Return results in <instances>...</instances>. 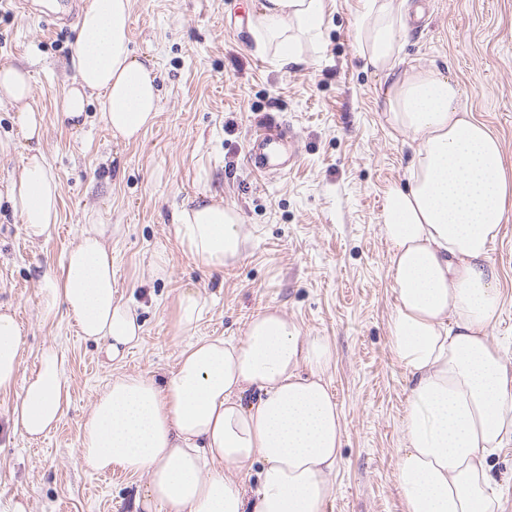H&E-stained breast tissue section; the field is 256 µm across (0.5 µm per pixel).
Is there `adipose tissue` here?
I'll return each instance as SVG.
<instances>
[{
    "instance_id": "adipose-tissue-1",
    "label": "adipose tissue",
    "mask_w": 512,
    "mask_h": 512,
    "mask_svg": "<svg viewBox=\"0 0 512 512\" xmlns=\"http://www.w3.org/2000/svg\"><path fill=\"white\" fill-rule=\"evenodd\" d=\"M327 6L260 0L258 45L278 67L297 64L303 44L322 41ZM130 20L131 0H90L74 47L78 85L62 104L76 118L91 94L102 95L106 126L127 142L158 115L154 66L134 57ZM399 31L387 0H367L360 54L388 81L389 125L418 140L407 186L387 190L380 214L396 299L390 344L410 382L396 481L408 512H497L492 470L512 444V363L488 340L501 305L490 252L512 210V171L499 138L458 107L456 83L431 70L397 71ZM0 97L18 104L25 139L40 140L44 116L25 70L0 67ZM59 199L43 157L29 155L10 201L31 235L57 222ZM174 222L182 245L209 268L242 252L239 216L221 203L182 209ZM43 281L45 313L65 309L81 336L105 343L113 358L137 344L141 326L115 296L102 231H85ZM22 352L15 314L0 310V393L18 391L13 420L37 439L59 423L70 387L53 346L19 380ZM335 358L327 338L302 335L293 319L266 309L244 341L196 338L163 379L112 377L87 414L78 453L100 473H146V512H323L336 496L330 474L343 436L328 382ZM253 462L260 471L250 493L226 469Z\"/></svg>"
}]
</instances>
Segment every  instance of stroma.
<instances>
[{
	"label": "stroma",
	"mask_w": 512,
	"mask_h": 512,
	"mask_svg": "<svg viewBox=\"0 0 512 512\" xmlns=\"http://www.w3.org/2000/svg\"><path fill=\"white\" fill-rule=\"evenodd\" d=\"M401 20L399 69L417 66L456 81L459 104L500 139L512 170V0H388ZM364 0H328L324 39L282 70L258 51V0H132L130 46L156 65L159 112L132 142L115 140L91 98L86 118L60 123L71 86L76 24L0 15V66L32 75L44 114L39 148L60 184L59 221L29 234L8 201L29 145L12 103L0 99V306L23 328L20 374L41 351L65 358L71 402L58 425L31 439L12 420L15 394L0 393V512H144L148 476L95 472L78 455L82 424L104 384L119 374L162 378L198 336L244 340L268 307L306 336L336 347L330 389L343 443L331 475L336 497L323 512H407L395 475L406 436L408 376L390 347L395 296L388 244L379 224L385 191L405 185L412 133L385 120L382 74L358 52ZM288 126L298 158L288 173L254 175L247 151L261 123ZM202 199L240 216L247 243L223 270L200 265L172 222ZM90 224L112 227L117 298L135 307L142 331L125 358L109 359L84 340L65 312L41 311L42 274L60 267ZM163 258L160 276L143 270ZM503 306L488 332L512 360V216L491 250ZM197 294L200 320L178 325V298Z\"/></svg>",
	"instance_id": "obj_1"
}]
</instances>
